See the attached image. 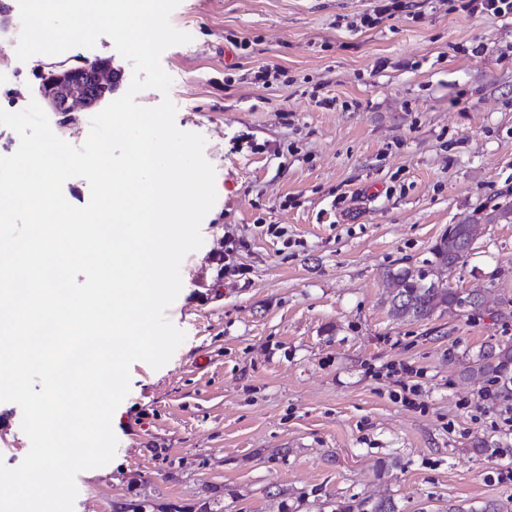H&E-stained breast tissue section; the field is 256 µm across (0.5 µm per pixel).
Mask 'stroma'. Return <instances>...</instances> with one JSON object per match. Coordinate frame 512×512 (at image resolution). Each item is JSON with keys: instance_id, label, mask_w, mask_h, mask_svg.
<instances>
[{"instance_id": "1", "label": "stroma", "mask_w": 512, "mask_h": 512, "mask_svg": "<svg viewBox=\"0 0 512 512\" xmlns=\"http://www.w3.org/2000/svg\"><path fill=\"white\" fill-rule=\"evenodd\" d=\"M181 0L168 48L175 124L206 140L217 198L181 264L168 319L186 338L130 370L114 459L76 477L74 512H331L365 498L400 512L512 497V434L458 360L512 341V313L395 319L388 270L430 256L448 225L512 202V18L463 0ZM481 44L473 53V44ZM0 42V108L39 98L51 59ZM132 67L103 36L60 61ZM265 80H258L259 72ZM243 240L224 275L225 237ZM451 287L512 299V223L483 225ZM0 403V461L30 449ZM484 447H475V439Z\"/></svg>"}]
</instances>
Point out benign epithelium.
<instances>
[{
  "label": "benign epithelium",
  "mask_w": 512,
  "mask_h": 512,
  "mask_svg": "<svg viewBox=\"0 0 512 512\" xmlns=\"http://www.w3.org/2000/svg\"><path fill=\"white\" fill-rule=\"evenodd\" d=\"M43 77L42 92L47 102L53 105L57 95L66 94L67 111L71 112L75 104L85 109L99 105L105 97V90L119 82L120 71L107 61L99 62L91 69L62 64L51 67Z\"/></svg>",
  "instance_id": "1"
}]
</instances>
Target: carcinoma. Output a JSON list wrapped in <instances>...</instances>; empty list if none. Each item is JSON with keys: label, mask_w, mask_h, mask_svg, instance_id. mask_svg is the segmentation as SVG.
<instances>
[{"label": "carcinoma", "mask_w": 512, "mask_h": 512, "mask_svg": "<svg viewBox=\"0 0 512 512\" xmlns=\"http://www.w3.org/2000/svg\"><path fill=\"white\" fill-rule=\"evenodd\" d=\"M484 223L512 221V204L495 206L480 216ZM474 243L471 221L452 224L431 247L432 258L424 267H402L387 274L389 291L386 301L390 313L397 319L423 320L449 310L464 312L468 317L492 311L501 301L488 292L473 294V304L463 307L459 295L462 291L448 285V275L469 256ZM460 374L466 380L482 383L504 408L512 409V343L490 341L475 355L460 362ZM338 512H397L390 499L362 500L347 504ZM444 512H508V504L489 500L481 504L461 501L450 504Z\"/></svg>", "instance_id": "obj_1"}]
</instances>
